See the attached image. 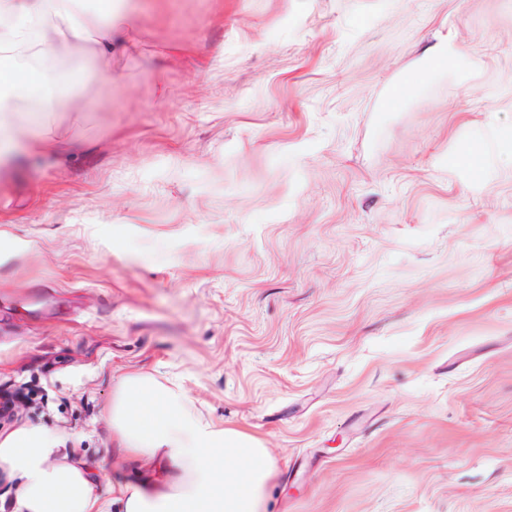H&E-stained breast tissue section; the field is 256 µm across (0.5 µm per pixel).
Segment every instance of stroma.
Segmentation results:
<instances>
[{"mask_svg": "<svg viewBox=\"0 0 512 512\" xmlns=\"http://www.w3.org/2000/svg\"><path fill=\"white\" fill-rule=\"evenodd\" d=\"M113 41L76 150L0 163V435L111 498L148 372L264 441L267 512H512V0H140Z\"/></svg>", "mask_w": 512, "mask_h": 512, "instance_id": "stroma-1", "label": "stroma"}]
</instances>
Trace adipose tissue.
<instances>
[{"label":"adipose tissue","mask_w":512,"mask_h":512,"mask_svg":"<svg viewBox=\"0 0 512 512\" xmlns=\"http://www.w3.org/2000/svg\"><path fill=\"white\" fill-rule=\"evenodd\" d=\"M115 11H91L85 0H0V161L40 147L73 149L51 136L52 119L76 96L81 78L45 65L74 51L112 57ZM34 102L16 125V102ZM119 454L147 459L155 476L118 484L101 502L88 468L56 459L60 438L39 426L0 438V467L19 481L14 512H267L277 461L258 437L198 414L183 388L150 373L124 375L108 410Z\"/></svg>","instance_id":"obj_1"}]
</instances>
